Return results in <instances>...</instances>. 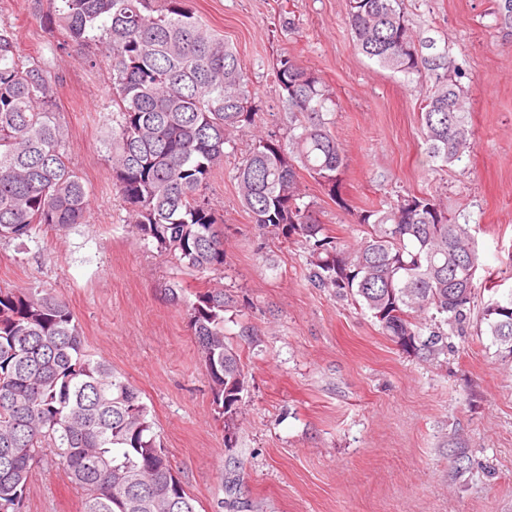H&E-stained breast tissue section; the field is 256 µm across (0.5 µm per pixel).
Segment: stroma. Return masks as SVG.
Masks as SVG:
<instances>
[{
  "label": "stroma",
  "instance_id": "obj_1",
  "mask_svg": "<svg viewBox=\"0 0 512 512\" xmlns=\"http://www.w3.org/2000/svg\"><path fill=\"white\" fill-rule=\"evenodd\" d=\"M186 5L236 47L258 113L204 191L224 217L223 269L178 268L138 238L112 187L105 52L66 45L43 21L47 0H0V25L21 56L47 60L56 75V117L89 198L85 223L0 241V287L40 288L68 303L90 353L139 391L197 512H512V358L472 323L452 335L447 360L406 354L366 309L310 286L302 249L260 239L234 179L255 134L284 139L293 127L276 71L280 58H296L333 99L342 200L308 174L300 182L338 245L361 241L362 210L433 194L477 239L474 311L511 294L512 27L498 20L496 0H404L411 27L467 72L475 149L446 168L427 153L425 82L356 51L347 0ZM210 280L233 300L225 331L248 379L232 448L185 307ZM176 284L181 305L168 294ZM25 512H81L54 458L34 468Z\"/></svg>",
  "mask_w": 512,
  "mask_h": 512
}]
</instances>
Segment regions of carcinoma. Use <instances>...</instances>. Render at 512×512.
<instances>
[{
	"instance_id": "obj_1",
	"label": "carcinoma",
	"mask_w": 512,
	"mask_h": 512,
	"mask_svg": "<svg viewBox=\"0 0 512 512\" xmlns=\"http://www.w3.org/2000/svg\"><path fill=\"white\" fill-rule=\"evenodd\" d=\"M46 21L79 48L100 44L112 59L113 185L136 234L186 269L224 267V225L202 190L224 165V145L256 123L237 51L185 0H48ZM355 49L431 87L420 112L428 154L441 167L474 148L464 72L434 39L415 35L401 0H348ZM277 82L298 124L288 142L260 136L237 167L241 204L259 235L307 253L308 281L368 310L382 334L429 362L448 355L446 327L469 319L481 266L471 228L432 194H409L365 210L360 243L338 248L304 201L303 169L338 196L343 150L330 131L331 96L291 57ZM49 66L19 54L0 26V241L45 227L82 224L89 200L65 154ZM188 323L205 364L224 447L237 438L246 375L224 332L230 300L222 287L194 294ZM493 341L512 355V294L482 309ZM52 449L82 492L81 512H196L173 470L139 391L91 355L69 305L34 288H0V512H24L32 470Z\"/></svg>"
}]
</instances>
